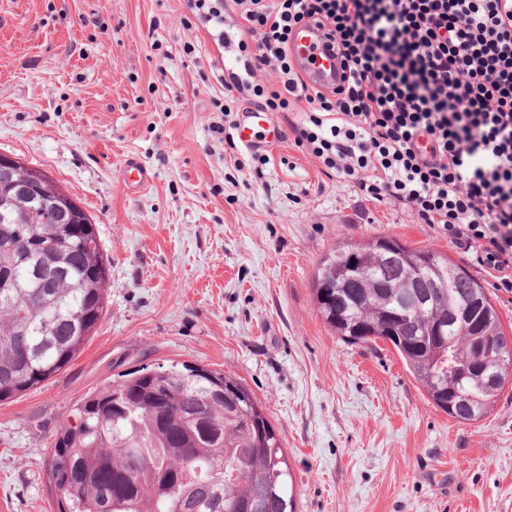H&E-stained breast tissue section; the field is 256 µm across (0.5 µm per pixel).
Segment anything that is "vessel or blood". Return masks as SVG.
I'll use <instances>...</instances> for the list:
<instances>
[{"instance_id":"obj_1","label":"vessel or blood","mask_w":512,"mask_h":512,"mask_svg":"<svg viewBox=\"0 0 512 512\" xmlns=\"http://www.w3.org/2000/svg\"><path fill=\"white\" fill-rule=\"evenodd\" d=\"M328 34L317 24L298 28L293 34V50L304 79L310 84L333 81L339 61L328 49ZM236 135L246 147L273 143L279 132L269 121L268 114L251 109L244 113L238 123ZM123 180L130 187H145L152 181L151 172L135 159H127L123 165Z\"/></svg>"}]
</instances>
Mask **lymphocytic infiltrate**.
I'll return each mask as SVG.
<instances>
[{
    "mask_svg": "<svg viewBox=\"0 0 512 512\" xmlns=\"http://www.w3.org/2000/svg\"><path fill=\"white\" fill-rule=\"evenodd\" d=\"M185 2L216 44L239 37L237 67L216 74L225 117L211 129L226 144L241 107L302 113L297 146L474 252L512 294V0ZM310 22L330 33L338 84L306 83L290 51Z\"/></svg>",
    "mask_w": 512,
    "mask_h": 512,
    "instance_id": "1",
    "label": "lymphocytic infiltrate"
}]
</instances>
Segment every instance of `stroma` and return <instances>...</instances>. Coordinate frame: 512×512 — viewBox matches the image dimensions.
<instances>
[{"label":"stroma","instance_id":"1","mask_svg":"<svg viewBox=\"0 0 512 512\" xmlns=\"http://www.w3.org/2000/svg\"><path fill=\"white\" fill-rule=\"evenodd\" d=\"M237 58L184 0H0V153L89 214L109 282L78 357L0 403V512H50L42 462L76 399L176 362L249 390L291 464L297 512H512V380L484 420L451 418L389 343L334 335L313 282L338 245L388 236L464 266L511 338L512 296L293 141L238 167L210 130L224 100L212 64ZM130 157L151 170L147 188L124 186Z\"/></svg>","mask_w":512,"mask_h":512}]
</instances>
